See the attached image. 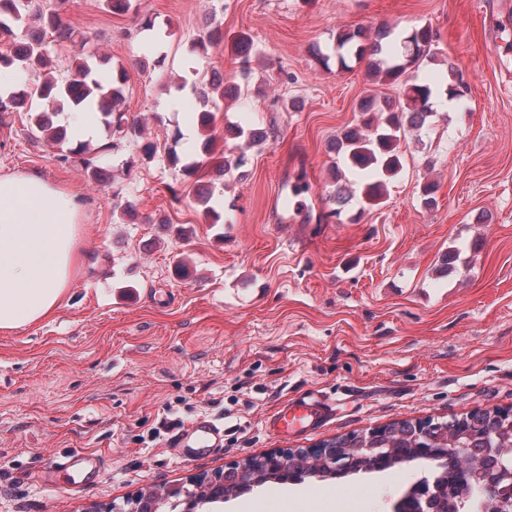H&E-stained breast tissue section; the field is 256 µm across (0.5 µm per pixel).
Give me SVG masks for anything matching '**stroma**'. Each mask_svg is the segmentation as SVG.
<instances>
[{
	"label": "stroma",
	"mask_w": 512,
	"mask_h": 512,
	"mask_svg": "<svg viewBox=\"0 0 512 512\" xmlns=\"http://www.w3.org/2000/svg\"><path fill=\"white\" fill-rule=\"evenodd\" d=\"M67 0L62 17L87 39L101 81L127 74L125 107L141 132L104 159L101 179L59 149L35 143L27 112L0 122V175L35 173L78 194L84 262L41 322L0 330V512H110L139 492L190 485L202 474L270 453L312 448L398 421H447L512 409V0ZM154 27L142 29L144 20ZM248 33L249 57L193 48L212 25ZM438 35L430 73L456 65L470 85L448 131L409 142L402 171L367 207L361 184L341 219L327 192L333 143L367 97L394 95L364 66L319 65L341 27ZM151 52H144V45ZM244 93L217 113L224 124L270 130L238 170L189 179L147 143L194 151L183 134L199 103L169 100L212 73ZM302 182L294 223L272 207L282 183ZM436 182L434 206L421 186ZM224 199L210 223L198 184ZM132 204L131 215L121 208ZM460 256L449 269L441 258ZM313 390L336 413L307 436L265 432L262 421ZM184 400L187 420L228 409L241 430L223 447L183 458L169 437L142 435ZM76 451L104 461L95 481L49 483L48 462ZM434 464L304 481L272 480L223 512H394Z\"/></svg>",
	"instance_id": "stroma-1"
}]
</instances>
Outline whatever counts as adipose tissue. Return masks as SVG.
I'll return each mask as SVG.
<instances>
[{
  "label": "adipose tissue",
  "mask_w": 512,
  "mask_h": 512,
  "mask_svg": "<svg viewBox=\"0 0 512 512\" xmlns=\"http://www.w3.org/2000/svg\"><path fill=\"white\" fill-rule=\"evenodd\" d=\"M77 195L33 174L0 176V330L48 318L81 264Z\"/></svg>",
  "instance_id": "obj_1"
}]
</instances>
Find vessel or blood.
I'll use <instances>...</instances> for the list:
<instances>
[{"label":"vessel or blood","instance_id":"obj_1","mask_svg":"<svg viewBox=\"0 0 512 512\" xmlns=\"http://www.w3.org/2000/svg\"><path fill=\"white\" fill-rule=\"evenodd\" d=\"M334 412L332 405L318 393L306 391L286 400L276 411L263 420L266 432L276 436H306L320 429ZM224 443V430L214 419L200 416L191 425L186 438L177 443L179 450L188 447L198 449L218 448ZM54 478L80 477L96 479L103 471L99 456L88 453H73L52 465Z\"/></svg>","mask_w":512,"mask_h":512}]
</instances>
